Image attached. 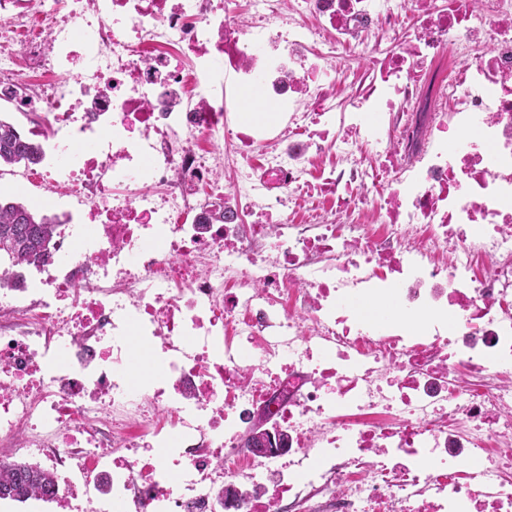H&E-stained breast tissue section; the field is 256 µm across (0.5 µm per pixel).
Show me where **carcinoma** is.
Returning <instances> with one entry per match:
<instances>
[{
  "mask_svg": "<svg viewBox=\"0 0 512 512\" xmlns=\"http://www.w3.org/2000/svg\"><path fill=\"white\" fill-rule=\"evenodd\" d=\"M42 157L40 143L21 135L10 121L0 118V166L36 164ZM55 221L19 201L0 200V287L11 283L17 268L39 269L51 258ZM54 476L35 463L0 459V500L26 502L50 497Z\"/></svg>",
  "mask_w": 512,
  "mask_h": 512,
  "instance_id": "obj_1",
  "label": "carcinoma"
}]
</instances>
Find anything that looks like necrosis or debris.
I'll return each instance as SVG.
<instances>
[{
    "label": "necrosis or debris",
    "mask_w": 512,
    "mask_h": 512,
    "mask_svg": "<svg viewBox=\"0 0 512 512\" xmlns=\"http://www.w3.org/2000/svg\"><path fill=\"white\" fill-rule=\"evenodd\" d=\"M232 2L0 0L58 209L0 288V458L57 512H512V0ZM243 444L245 448H250L252 453L267 454L277 448H287L288 435L266 429L250 430L244 437Z\"/></svg>",
    "instance_id": "4bbe7bcc"
}]
</instances>
